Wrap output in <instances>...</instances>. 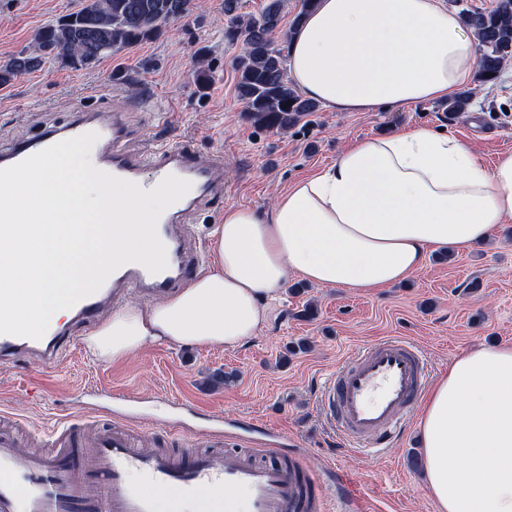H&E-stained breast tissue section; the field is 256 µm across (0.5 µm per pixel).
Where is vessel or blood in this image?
<instances>
[{"label": "vessel or blood", "mask_w": 512, "mask_h": 512, "mask_svg": "<svg viewBox=\"0 0 512 512\" xmlns=\"http://www.w3.org/2000/svg\"><path fill=\"white\" fill-rule=\"evenodd\" d=\"M88 132L98 135L91 150L96 168L145 190L169 175L190 181L191 189L158 221L167 268L153 274L137 263L120 267L73 306L77 325L98 322L129 292L159 296L194 274L206 260L207 244L195 237L193 217L224 194L223 156L204 157L178 143L129 152L123 115L116 111L82 115L0 150V168ZM69 334L61 325L38 340L0 334V360L57 365ZM428 382L421 349L405 338L385 337L330 374L319 407L353 449L381 446L400 429ZM328 502L336 512H365L340 471L313 473L298 451L277 442L263 449L173 453L133 447L118 425L90 434L71 422L59 427L49 451L22 456L11 432L0 429V512H324Z\"/></svg>", "instance_id": "b4317fda"}]
</instances>
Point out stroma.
I'll return each instance as SVG.
<instances>
[{
	"label": "stroma",
	"mask_w": 512,
	"mask_h": 512,
	"mask_svg": "<svg viewBox=\"0 0 512 512\" xmlns=\"http://www.w3.org/2000/svg\"><path fill=\"white\" fill-rule=\"evenodd\" d=\"M84 0H0V62L31 48L37 31ZM224 0H196L193 12L164 34L75 70L46 63L0 86V148L66 124L87 111L129 110L128 149L156 140L183 141L197 153L224 157V195L194 224L211 234L228 205L263 209L290 184L334 163L354 140L416 126L448 131L486 164L512 152V83L470 82L467 111L447 120L443 101L375 112L319 107L288 131L255 124L238 98L232 60L237 45L224 36ZM209 75L198 88L194 73ZM403 336L424 351L434 376L465 351L512 344V219L483 247L456 251L451 261L430 254L407 281L372 292L319 288L290 277L269 323L236 347L149 346L125 361L101 363L75 340L51 368L0 362V416L19 420L23 452L64 422L111 425L103 393L129 399L138 431L172 447V424L206 443L215 417H252L288 433L313 472L342 471L371 512H437L422 476L415 403L407 432L371 455L344 446L318 406L324 378L363 347ZM226 374L215 386L210 377Z\"/></svg>",
	"instance_id": "1"
}]
</instances>
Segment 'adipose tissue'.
<instances>
[{"label":"adipose tissue","mask_w":512,"mask_h":512,"mask_svg":"<svg viewBox=\"0 0 512 512\" xmlns=\"http://www.w3.org/2000/svg\"><path fill=\"white\" fill-rule=\"evenodd\" d=\"M479 45L446 0H320L293 33L288 72L339 112L431 102L467 87ZM512 218V153L486 167L421 126L362 139L265 210L227 206L215 263L153 304H128L84 339L99 361L149 344L236 347L268 323L289 274L323 288L397 284L437 251L486 243ZM438 512H512V346L470 350L417 421Z\"/></svg>","instance_id":"1"}]
</instances>
